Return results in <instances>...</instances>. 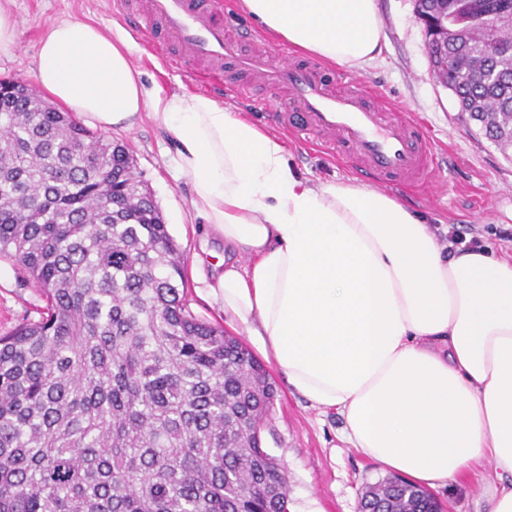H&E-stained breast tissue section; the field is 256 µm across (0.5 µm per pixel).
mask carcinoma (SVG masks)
<instances>
[{"label":"carcinoma","instance_id":"cac0c4a2","mask_svg":"<svg viewBox=\"0 0 512 512\" xmlns=\"http://www.w3.org/2000/svg\"><path fill=\"white\" fill-rule=\"evenodd\" d=\"M512 0H437L467 31L427 55L483 136L512 148ZM115 195L118 208L105 203ZM0 257L46 301L0 336V512H288L263 447L275 391L249 349L186 310L181 253L128 149L0 82ZM358 512H442L403 478Z\"/></svg>","mask_w":512,"mask_h":512}]
</instances>
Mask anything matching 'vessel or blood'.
I'll return each instance as SVG.
<instances>
[{
    "label": "vessel or blood",
    "instance_id": "obj_1",
    "mask_svg": "<svg viewBox=\"0 0 512 512\" xmlns=\"http://www.w3.org/2000/svg\"><path fill=\"white\" fill-rule=\"evenodd\" d=\"M133 25L146 33L160 27L181 46V63L212 61L206 77L210 88L223 89L222 65L229 61L238 71L286 90L292 107L274 113L275 124L319 142L330 153L348 156L372 187L423 194L431 186L435 149L423 127L376 97L366 83L350 81L338 90L317 63L275 53H241L215 11L198 0H149L147 14Z\"/></svg>",
    "mask_w": 512,
    "mask_h": 512
}]
</instances>
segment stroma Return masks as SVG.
<instances>
[{"label":"stroma","instance_id":"stroma-1","mask_svg":"<svg viewBox=\"0 0 512 512\" xmlns=\"http://www.w3.org/2000/svg\"><path fill=\"white\" fill-rule=\"evenodd\" d=\"M222 3L220 17L226 31L233 36L250 35L241 44L243 51L260 47L287 50V43L258 31L240 11L238 0ZM146 4L147 0H10L16 44L10 53L0 54V80L36 85L38 52L46 26L58 19L74 18L108 28L116 26L128 35L130 62L141 72L146 87H158L167 94L205 92L194 69L168 65L151 43L134 31L129 16L144 12ZM377 4L382 54L363 70L332 65L329 74L365 80L389 104L409 112L437 144L439 192L427 199L400 193L396 199L427 216L439 244H447L448 228L453 225L478 237L495 254L511 256L512 159L462 121L452 94L435 80L411 0H377ZM224 77L250 84L253 96L239 99L227 93L221 95V102L268 133L280 136L304 179L316 183L355 178V170L346 161L327 156L270 120V113L289 104L283 90L263 86L251 75L230 68ZM103 135L127 147L136 174L150 190L180 249L188 309L199 319L223 327L227 334L241 336V329L228 322L220 303L207 291L206 282L224 254V242L210 232L192 207L193 187L178 175L173 135L147 119L133 129L115 126L104 130ZM44 305V298L18 267L12 261L0 260V335L10 333L23 321L38 319ZM267 372L276 400L261 435L267 452L287 470L289 512H357L363 489L387 478V471L345 441L340 415L311 406L275 367H268ZM490 478L488 471L478 469L453 487L434 489L433 494L446 512H489L491 501L484 488Z\"/></svg>","mask_w":512,"mask_h":512}]
</instances>
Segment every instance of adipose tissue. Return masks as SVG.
Returning <instances> with one entry per match:
<instances>
[{
	"instance_id": "adipose-tissue-1",
	"label": "adipose tissue",
	"mask_w": 512,
	"mask_h": 512,
	"mask_svg": "<svg viewBox=\"0 0 512 512\" xmlns=\"http://www.w3.org/2000/svg\"><path fill=\"white\" fill-rule=\"evenodd\" d=\"M271 36L362 69L382 52L377 0H239ZM130 40L50 23L37 82L103 129H168L193 205L236 251L208 285L312 406L384 470L445 487L489 465L491 512H512V258L442 253L426 218L352 180L310 184L282 139L202 93L148 91Z\"/></svg>"
}]
</instances>
